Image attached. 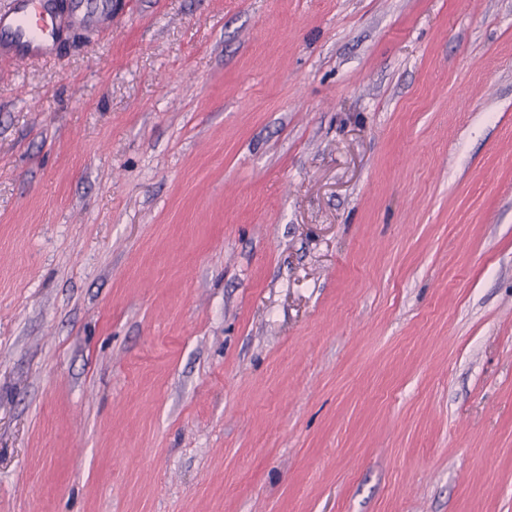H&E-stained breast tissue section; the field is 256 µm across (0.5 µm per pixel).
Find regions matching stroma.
I'll return each mask as SVG.
<instances>
[{
  "label": "stroma",
  "instance_id": "obj_1",
  "mask_svg": "<svg viewBox=\"0 0 512 512\" xmlns=\"http://www.w3.org/2000/svg\"><path fill=\"white\" fill-rule=\"evenodd\" d=\"M0 60V512H512V0H108Z\"/></svg>",
  "mask_w": 512,
  "mask_h": 512
}]
</instances>
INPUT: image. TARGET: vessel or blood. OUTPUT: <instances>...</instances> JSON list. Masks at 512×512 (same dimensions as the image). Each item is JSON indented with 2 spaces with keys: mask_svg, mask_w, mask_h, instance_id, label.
<instances>
[{
  "mask_svg": "<svg viewBox=\"0 0 512 512\" xmlns=\"http://www.w3.org/2000/svg\"><path fill=\"white\" fill-rule=\"evenodd\" d=\"M0 13V58L42 57L57 54L77 14H90L92 0H81L78 12L57 7L49 0H13Z\"/></svg>",
  "mask_w": 512,
  "mask_h": 512,
  "instance_id": "vessel-or-blood-1",
  "label": "vessel or blood"
}]
</instances>
